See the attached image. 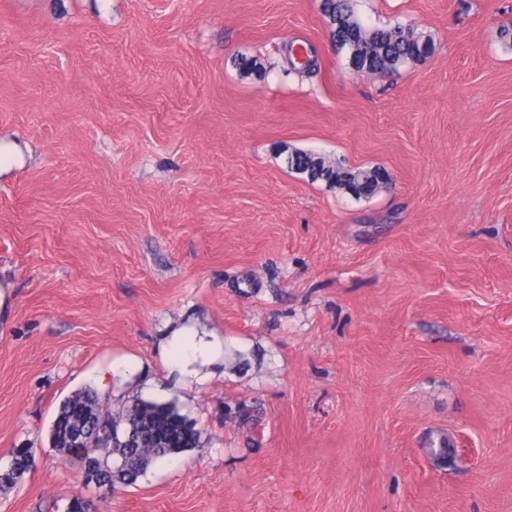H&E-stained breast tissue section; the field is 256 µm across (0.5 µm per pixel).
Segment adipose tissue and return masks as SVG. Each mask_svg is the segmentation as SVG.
Listing matches in <instances>:
<instances>
[{
    "instance_id": "1",
    "label": "adipose tissue",
    "mask_w": 512,
    "mask_h": 512,
    "mask_svg": "<svg viewBox=\"0 0 512 512\" xmlns=\"http://www.w3.org/2000/svg\"><path fill=\"white\" fill-rule=\"evenodd\" d=\"M162 355L172 375L178 381H195L199 378L198 365L214 364L224 355V339L213 332L195 326H181L164 336Z\"/></svg>"
}]
</instances>
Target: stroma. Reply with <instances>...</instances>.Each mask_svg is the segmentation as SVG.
<instances>
[{
    "label": "stroma",
    "mask_w": 512,
    "mask_h": 512,
    "mask_svg": "<svg viewBox=\"0 0 512 512\" xmlns=\"http://www.w3.org/2000/svg\"><path fill=\"white\" fill-rule=\"evenodd\" d=\"M320 3L0 0V470L33 460L0 512H512V0H355L434 44L377 75ZM186 323L224 338L202 385L161 356ZM85 387L199 447L87 481L49 437ZM288 167L306 175L309 182L322 181L330 187L347 191L354 190L359 196L370 197L385 184L386 175L381 168H344L324 157L304 150H294L288 155Z\"/></svg>",
    "instance_id": "stroma-1"
}]
</instances>
